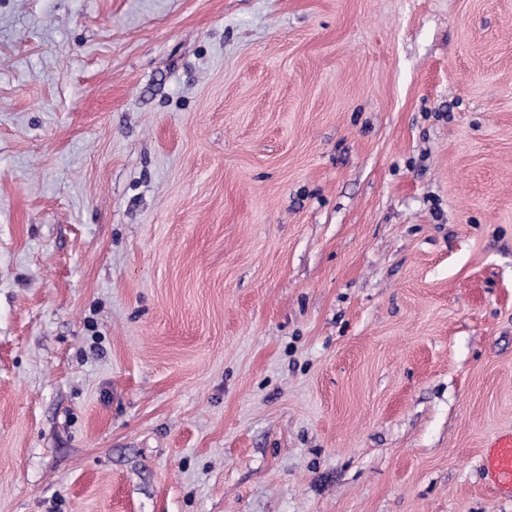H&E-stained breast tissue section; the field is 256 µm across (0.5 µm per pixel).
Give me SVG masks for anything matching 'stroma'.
<instances>
[{"instance_id":"1","label":"stroma","mask_w":512,"mask_h":512,"mask_svg":"<svg viewBox=\"0 0 512 512\" xmlns=\"http://www.w3.org/2000/svg\"><path fill=\"white\" fill-rule=\"evenodd\" d=\"M512 0H0V512H512ZM485 480L498 494L512 496V432L496 434L482 455Z\"/></svg>"}]
</instances>
